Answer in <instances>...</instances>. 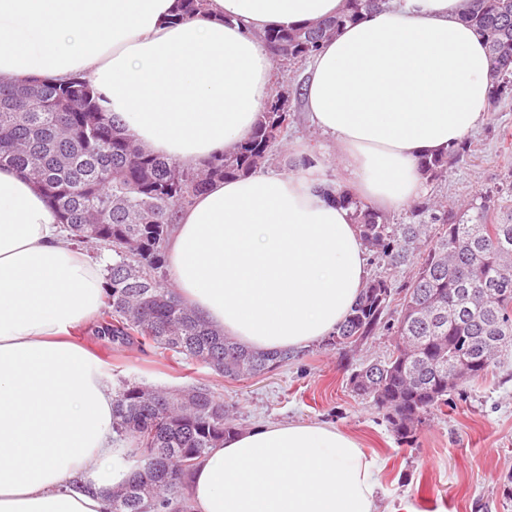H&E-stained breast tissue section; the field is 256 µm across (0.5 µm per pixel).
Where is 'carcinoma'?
<instances>
[{
    "instance_id": "1",
    "label": "carcinoma",
    "mask_w": 512,
    "mask_h": 512,
    "mask_svg": "<svg viewBox=\"0 0 512 512\" xmlns=\"http://www.w3.org/2000/svg\"><path fill=\"white\" fill-rule=\"evenodd\" d=\"M385 0H345L343 11L315 25L270 29L261 35L280 61H306L324 37L336 33ZM462 19L483 36L492 61L496 103L512 94V0H464ZM283 88L261 111L252 135L233 153L201 168L151 153L104 111L101 97L82 76L65 83L44 79L0 84V167L35 180L59 223L76 244L112 251L104 306L94 335L115 344L151 346L175 363L218 366L230 379L271 371L286 353L256 352L208 325L179 297L163 271L162 252L184 205L214 179L244 176L267 164L288 130L291 113L278 111ZM464 153L424 158L419 167L433 182ZM336 201L352 216L372 257L388 269L411 266L394 287L372 277L325 347L353 346L383 329L394 337L389 355L353 370L352 392L383 412L401 444L415 441L431 410L448 403V365L468 360V377L484 378L494 358L512 349V223L489 224L490 196L457 219L429 199L414 206L416 224H391L385 215L350 197ZM399 301L397 317L390 304ZM224 401L192 386L165 391L129 383L114 393L116 441L133 463L112 488L111 512H191L185 479L198 459L236 433Z\"/></svg>"
}]
</instances>
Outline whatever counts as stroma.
I'll use <instances>...</instances> for the list:
<instances>
[{
  "label": "stroma",
  "instance_id": "1",
  "mask_svg": "<svg viewBox=\"0 0 512 512\" xmlns=\"http://www.w3.org/2000/svg\"><path fill=\"white\" fill-rule=\"evenodd\" d=\"M295 120L287 144L332 149L331 139L313 128L304 109L306 68L284 74ZM468 149L447 174L430 183L427 194L447 201L449 213L461 203L491 195L493 223L512 221V96L489 108L467 136ZM72 336L94 357L113 388L128 382L179 389L207 388L229 406L240 429L266 423H326L356 438L379 465L377 512H512L505 477L512 473V357L497 362L479 381L457 388L445 406L433 409L413 444H399L381 412L358 400L348 378L361 364L381 359L394 341L379 332L356 346L330 350L312 344L279 368L233 380L199 363L176 365L154 349L117 346L94 336L90 325Z\"/></svg>",
  "mask_w": 512,
  "mask_h": 512
}]
</instances>
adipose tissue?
I'll list each match as a JSON object with an SVG mask.
<instances>
[{
  "label": "adipose tissue",
  "instance_id": "ef3b65f1",
  "mask_svg": "<svg viewBox=\"0 0 512 512\" xmlns=\"http://www.w3.org/2000/svg\"><path fill=\"white\" fill-rule=\"evenodd\" d=\"M343 0H0V83L84 76L107 112L158 155L200 165L251 134L274 82L269 29L314 24ZM484 39L461 0H394L321 42L305 108L336 145L295 147L292 173L214 181L182 208L165 247L181 299L255 351L333 334L366 286L367 251L337 190L399 209L420 200L422 157L484 119ZM105 267L65 240L38 185L0 169V512H105L126 477L113 389L72 342L105 299ZM374 459L326 424L238 432L186 478L192 512H377Z\"/></svg>",
  "mask_w": 512,
  "mask_h": 512
}]
</instances>
